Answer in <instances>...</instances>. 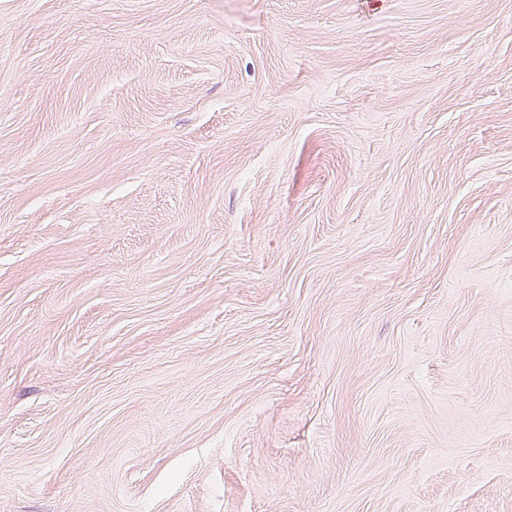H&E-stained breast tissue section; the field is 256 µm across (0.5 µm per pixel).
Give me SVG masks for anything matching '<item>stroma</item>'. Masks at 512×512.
<instances>
[{
	"label": "stroma",
	"instance_id": "35a3bbf8",
	"mask_svg": "<svg viewBox=\"0 0 512 512\" xmlns=\"http://www.w3.org/2000/svg\"><path fill=\"white\" fill-rule=\"evenodd\" d=\"M0 512H512V0H0Z\"/></svg>",
	"mask_w": 512,
	"mask_h": 512
}]
</instances>
